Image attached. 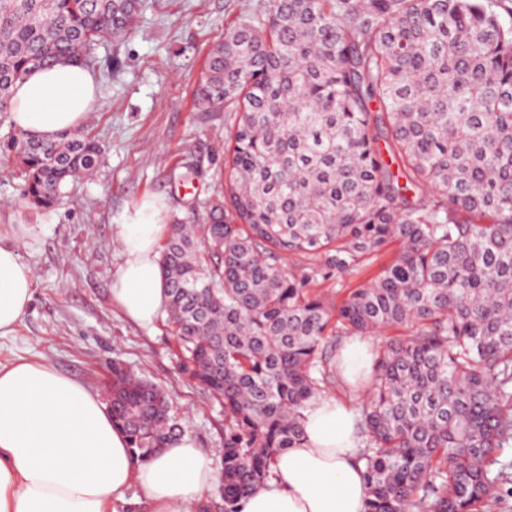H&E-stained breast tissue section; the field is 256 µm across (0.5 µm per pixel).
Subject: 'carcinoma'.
Returning <instances> with one entry per match:
<instances>
[{"mask_svg": "<svg viewBox=\"0 0 512 512\" xmlns=\"http://www.w3.org/2000/svg\"><path fill=\"white\" fill-rule=\"evenodd\" d=\"M141 7L0 0V112L36 68L93 67ZM197 98L233 113L228 198L172 219L162 268L178 365L224 406V512L302 445L349 336L379 338L357 403L365 512H512V22L489 0H268L228 25ZM3 156L48 208L103 149L16 132ZM394 242L341 302L310 288ZM110 412L141 460L184 434L118 365Z\"/></svg>", "mask_w": 512, "mask_h": 512, "instance_id": "cac0c4a2", "label": "carcinoma"}]
</instances>
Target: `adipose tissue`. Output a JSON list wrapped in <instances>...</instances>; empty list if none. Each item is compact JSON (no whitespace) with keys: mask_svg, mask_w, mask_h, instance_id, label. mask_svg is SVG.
<instances>
[{"mask_svg":"<svg viewBox=\"0 0 512 512\" xmlns=\"http://www.w3.org/2000/svg\"><path fill=\"white\" fill-rule=\"evenodd\" d=\"M96 98L85 67L37 68L13 88L11 122L53 140L82 127ZM163 209L160 200L142 199L118 231L112 304L144 328L168 307ZM26 232L19 224L0 233V337L13 332L33 297V272L21 259ZM357 418L350 401L319 399L306 413L305 443L277 457L273 479L244 498L240 512H364ZM219 480L211 459L184 436L137 460L101 395L48 362L0 367V512H109L133 485L153 512H191Z\"/></svg>","mask_w":512,"mask_h":512,"instance_id":"obj_1","label":"adipose tissue"}]
</instances>
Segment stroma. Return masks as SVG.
<instances>
[{"label": "stroma", "instance_id": "1", "mask_svg": "<svg viewBox=\"0 0 512 512\" xmlns=\"http://www.w3.org/2000/svg\"><path fill=\"white\" fill-rule=\"evenodd\" d=\"M264 0H147L130 34L97 49L99 95L85 122L102 145L91 177L71 183L54 209L25 204L23 179L0 159V230L29 228L22 259L36 275L33 299L13 336L0 339V364L49 360L61 373L105 392L113 362L166 392L186 435L222 464L224 408L179 373L167 319L146 329L112 304L120 257L116 231L140 198L155 195L168 213L224 191L229 113L204 112L196 91L226 25L257 13Z\"/></svg>", "mask_w": 512, "mask_h": 512}]
</instances>
